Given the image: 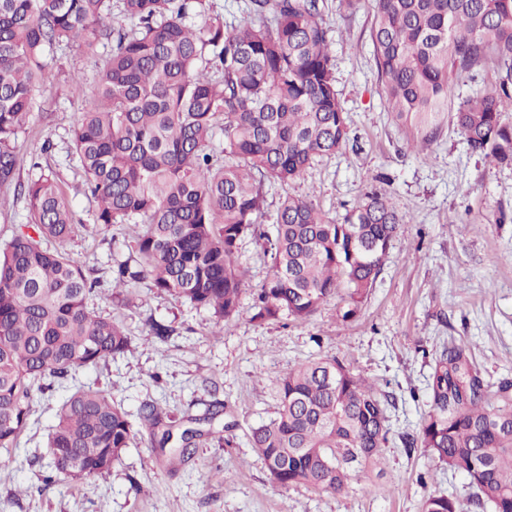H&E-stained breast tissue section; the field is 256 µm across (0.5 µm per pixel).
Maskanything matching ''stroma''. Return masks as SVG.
<instances>
[{
  "label": "stroma",
  "instance_id": "stroma-1",
  "mask_svg": "<svg viewBox=\"0 0 512 512\" xmlns=\"http://www.w3.org/2000/svg\"><path fill=\"white\" fill-rule=\"evenodd\" d=\"M375 13L376 0H360L346 20L338 0H325L348 140L299 178L270 188L265 202L271 215L283 197L309 196L341 215L376 191L406 215L358 315L343 320L345 305L336 297L305 323L253 321V297L269 259L261 242L248 238L239 255L247 272L239 312L230 332L215 336L209 312L154 293L147 283L130 284L126 303L107 297L112 267L128 257L134 225L78 233L65 250L101 283L90 303L122 324L134 345L131 353L80 371L79 381L107 390L130 414L153 401L176 422L196 417L200 430L223 429L225 440L199 439L196 456L173 467L141 425L108 473L48 487L46 443L61 393L39 394L18 449H0V512H421L424 497L439 493L455 497L460 512H484L463 476L436 466L403 437L418 431L431 366L443 347L467 343L485 380H512V168L471 152L450 113L432 114L423 124L385 110L370 39ZM110 49L100 41L91 51L64 44L48 50L46 89L18 139L20 179L31 177L32 162L52 168L85 224L93 208L70 145L87 101L71 81L91 88ZM430 132L436 138L428 150L410 151V143ZM155 323L168 328L166 338L154 335ZM318 356L338 358L393 400L380 463L335 495L279 485L248 443L251 429L275 415L276 378ZM216 400L223 414L204 422Z\"/></svg>",
  "mask_w": 512,
  "mask_h": 512
}]
</instances>
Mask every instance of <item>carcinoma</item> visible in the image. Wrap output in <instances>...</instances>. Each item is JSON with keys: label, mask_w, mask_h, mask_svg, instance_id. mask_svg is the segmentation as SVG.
<instances>
[{"label": "carcinoma", "mask_w": 512, "mask_h": 512, "mask_svg": "<svg viewBox=\"0 0 512 512\" xmlns=\"http://www.w3.org/2000/svg\"><path fill=\"white\" fill-rule=\"evenodd\" d=\"M121 12L135 24H110L112 0H0V188L24 198L29 217L0 247V448L18 447L34 393L67 389L48 434V483L56 473L86 480L109 471L135 437L120 402L75 383L132 347L124 327L89 303L97 281L63 250L77 231L142 225L135 264H117L113 288L147 280L208 311L211 335L222 336L239 311L246 238L264 241L271 268L253 319L305 323L340 291L349 319L408 223L376 192L341 216L286 196L273 233L264 230L265 184L300 177L347 140L320 0H249L236 25L206 0H121ZM102 39L112 54L71 146L93 206L88 226L75 222L53 173L34 163L27 181L17 177V139L46 50H90ZM371 40L385 105L400 117L448 111L449 74L495 59L499 76L453 119L473 152L512 167V0H377ZM468 350L452 344L435 357L428 411L408 443L465 477L478 506L512 512V381L489 390ZM275 385L276 416L249 442L278 484L336 494L380 459L389 434L382 395L342 361L309 360ZM138 416L163 425L152 402ZM202 436L185 428L175 437L168 425L158 445L175 441L169 463L185 464ZM422 512L459 504L430 494Z\"/></svg>", "instance_id": "1"}]
</instances>
